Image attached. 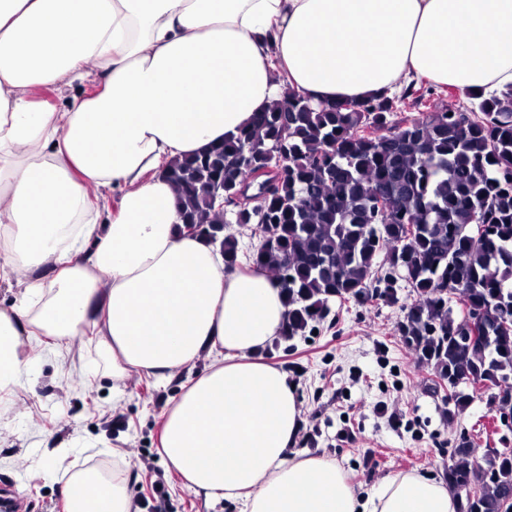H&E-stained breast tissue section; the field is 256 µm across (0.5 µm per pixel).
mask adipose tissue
Instances as JSON below:
<instances>
[{
  "label": "adipose tissue",
  "mask_w": 512,
  "mask_h": 512,
  "mask_svg": "<svg viewBox=\"0 0 512 512\" xmlns=\"http://www.w3.org/2000/svg\"><path fill=\"white\" fill-rule=\"evenodd\" d=\"M89 62L97 95L35 97ZM414 79L461 95L512 85V0H0V270L36 273L0 308V391L37 360V333L96 329L117 381L206 354L162 431L188 488L244 512H457L442 480L397 473L365 495L330 459L289 455L300 402L263 355L286 327L281 290L182 233L162 174L277 102L281 81L333 103ZM65 498L69 512L131 510L117 476L74 474Z\"/></svg>",
  "instance_id": "1"
}]
</instances>
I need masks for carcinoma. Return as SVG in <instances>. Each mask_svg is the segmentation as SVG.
<instances>
[{"mask_svg":"<svg viewBox=\"0 0 512 512\" xmlns=\"http://www.w3.org/2000/svg\"><path fill=\"white\" fill-rule=\"evenodd\" d=\"M441 92L411 81L391 98L313 103L284 84L281 99L253 114L238 133L170 162L184 228L220 242L224 263L238 261L224 209L210 189L239 199L241 184L270 166L273 182L259 210L235 207L254 226L253 266L273 271L288 305V340L314 327L328 303H376L368 288L399 270L412 298L398 324L433 382L462 378L512 382V86L472 92L456 108ZM457 290L455 306L442 290ZM480 312L478 331L463 315ZM474 334L468 344L461 339ZM475 399L463 387L448 421ZM462 453L446 483L476 489L474 512H505L512 500V458L491 468Z\"/></svg>","mask_w":512,"mask_h":512,"instance_id":"cac0c4a2","label":"carcinoma"}]
</instances>
